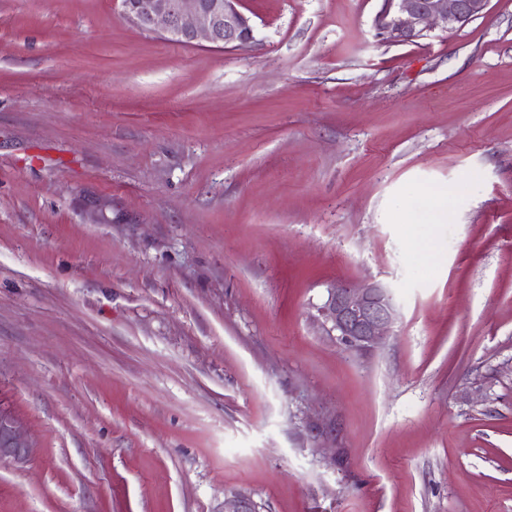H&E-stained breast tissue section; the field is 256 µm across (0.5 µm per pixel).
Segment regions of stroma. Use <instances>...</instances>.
Instances as JSON below:
<instances>
[{"mask_svg":"<svg viewBox=\"0 0 512 512\" xmlns=\"http://www.w3.org/2000/svg\"><path fill=\"white\" fill-rule=\"evenodd\" d=\"M379 7L242 0L219 49L0 0V512H512V0L405 45ZM369 281L359 354L312 313ZM408 224H423L430 229L436 224H445L448 219V192L434 190L428 195V203L422 210L407 211ZM313 321L340 347L369 352L390 336L399 319L392 289L381 282L359 288L331 286L321 303L313 306ZM31 444L25 441L16 428L14 417L0 411V461L12 459L24 462L32 453ZM257 503L247 492L237 491L225 494L221 512H258Z\"/></svg>","mask_w":512,"mask_h":512,"instance_id":"35a3bbf8","label":"stroma"}]
</instances>
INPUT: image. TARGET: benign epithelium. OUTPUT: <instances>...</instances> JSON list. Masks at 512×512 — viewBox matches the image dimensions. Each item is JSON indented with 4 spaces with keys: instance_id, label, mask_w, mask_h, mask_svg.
Here are the masks:
<instances>
[{
    "instance_id": "obj_1",
    "label": "benign epithelium",
    "mask_w": 512,
    "mask_h": 512,
    "mask_svg": "<svg viewBox=\"0 0 512 512\" xmlns=\"http://www.w3.org/2000/svg\"><path fill=\"white\" fill-rule=\"evenodd\" d=\"M374 17L377 35L391 43L423 39L442 24L462 26L482 16L490 0H380ZM123 16L147 33L162 31L170 40L217 48H236L254 40L252 18L241 10V0H121ZM313 321L323 335L340 347L369 352L389 336L399 319L392 289L381 282L359 288L331 286L314 305ZM32 445L16 428L14 417L0 411V461L24 462ZM222 512H258L247 492L224 495Z\"/></svg>"
}]
</instances>
